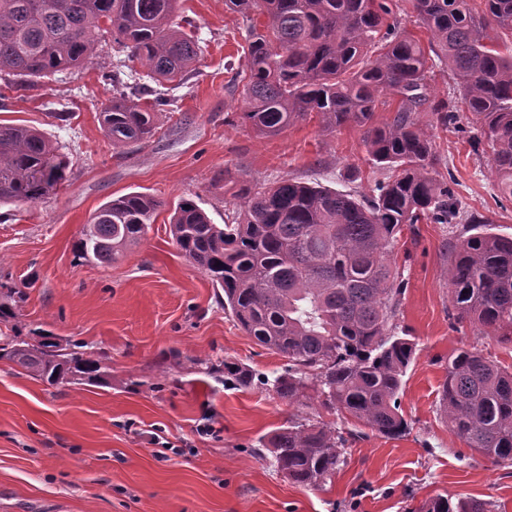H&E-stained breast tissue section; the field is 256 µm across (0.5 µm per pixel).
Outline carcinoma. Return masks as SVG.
I'll return each instance as SVG.
<instances>
[{
  "label": "carcinoma",
  "instance_id": "carcinoma-1",
  "mask_svg": "<svg viewBox=\"0 0 512 512\" xmlns=\"http://www.w3.org/2000/svg\"><path fill=\"white\" fill-rule=\"evenodd\" d=\"M179 0H0V75L11 91L47 79L64 82L97 55L106 35L122 59L103 72L112 96L102 128L115 149L148 142L155 116L172 100L143 82L123 79L138 62L157 84H184L203 54ZM242 17L244 65L234 70L241 124L275 136L308 115L323 127L365 128L370 160L393 171L371 195L285 179L245 189L227 222L214 224L192 199L177 203L170 234L180 253L224 292V309L257 344L288 358V371L260 384L303 405L314 391L326 409L348 414L386 436L406 431L397 398L416 345L395 334L404 280L392 261L397 235L415 225L466 221L452 245L448 285L452 319L483 335H512V237L463 213L438 163L432 130L459 126L469 112L468 141L492 149L491 170L512 196V0H410L429 45L453 75L459 95L430 94L425 48L393 0H226ZM398 101L382 125L374 113ZM430 113L424 123L419 113ZM68 162L40 130L0 126V204L34 203L58 194ZM160 203L130 192L102 204L76 243L77 257L106 265L144 236ZM0 303V360L51 385L109 382L104 355L85 343L19 333L16 304ZM242 386L253 374L236 363L219 373ZM448 428L496 464H512V372L474 349L448 362L441 390ZM336 427L303 418L261 440L289 481L317 486L341 463ZM421 512H496L479 499L439 495Z\"/></svg>",
  "mask_w": 512,
  "mask_h": 512
}]
</instances>
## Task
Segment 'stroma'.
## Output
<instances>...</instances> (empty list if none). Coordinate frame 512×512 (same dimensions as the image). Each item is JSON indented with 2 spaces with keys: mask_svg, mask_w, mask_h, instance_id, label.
Listing matches in <instances>:
<instances>
[{
  "mask_svg": "<svg viewBox=\"0 0 512 512\" xmlns=\"http://www.w3.org/2000/svg\"><path fill=\"white\" fill-rule=\"evenodd\" d=\"M180 9L195 20L204 54L186 84H163L174 110L146 144L120 153L102 131L99 107L112 95L102 73L116 60L108 43L68 83L0 97V124L41 130L69 160L58 195L0 207V302L22 289L23 330L86 343L112 369L108 384L51 387L0 361V512H419L438 495L512 512V465L468 448L440 409L458 350L512 370V342L450 318L459 227L419 224L393 252L404 280L397 332L416 345L398 396L401 436L315 400L290 404L260 384L205 374L204 363L229 361L272 378L288 360L238 327L210 279L179 254L169 233L178 200L193 199L220 224L246 188L293 179L367 193L386 172L355 125L326 130L312 115L272 137L236 126L240 96L225 65L244 60L241 18L225 0H181ZM434 140L433 176L453 179L465 210L512 237V198L490 169V147L439 129ZM132 191L161 204L141 241L108 266L79 260L75 245L95 210ZM302 416L347 439L335 477L315 488L289 482L261 446Z\"/></svg>",
  "mask_w": 512,
  "mask_h": 512,
  "instance_id": "1",
  "label": "stroma"
}]
</instances>
